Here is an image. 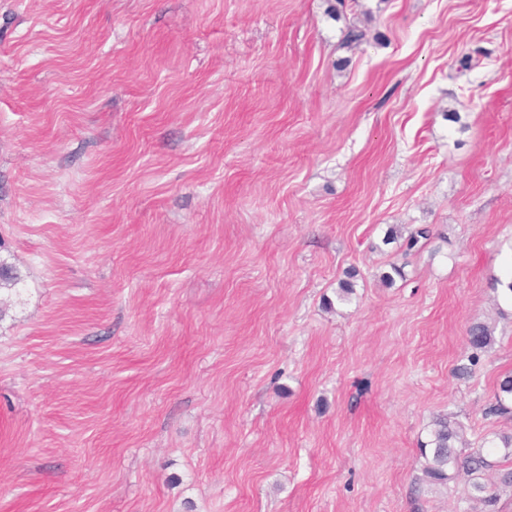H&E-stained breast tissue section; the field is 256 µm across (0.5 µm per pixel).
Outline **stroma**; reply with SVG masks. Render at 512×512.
I'll use <instances>...</instances> for the list:
<instances>
[{
    "label": "stroma",
    "mask_w": 512,
    "mask_h": 512,
    "mask_svg": "<svg viewBox=\"0 0 512 512\" xmlns=\"http://www.w3.org/2000/svg\"><path fill=\"white\" fill-rule=\"evenodd\" d=\"M329 7L0 0V512H475L418 444L512 430V0ZM466 337L472 352L467 356L468 364L462 363L455 367L456 373L461 376H468L472 372L471 367L478 363L480 354L486 352L493 343L491 330L481 322L471 324L467 329ZM485 416H512V376L505 377L497 388L494 398L484 410Z\"/></svg>",
    "instance_id": "stroma-1"
}]
</instances>
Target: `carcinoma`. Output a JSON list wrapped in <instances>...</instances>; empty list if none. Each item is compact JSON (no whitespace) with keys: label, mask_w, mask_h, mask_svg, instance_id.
Returning <instances> with one entry per match:
<instances>
[{"label":"carcinoma","mask_w":512,"mask_h":512,"mask_svg":"<svg viewBox=\"0 0 512 512\" xmlns=\"http://www.w3.org/2000/svg\"><path fill=\"white\" fill-rule=\"evenodd\" d=\"M366 36V30L348 24L342 30L339 47L346 50L357 48L366 41ZM19 283L17 271L0 263V291L10 294L16 291ZM467 343L471 348L467 362L455 367L461 376L470 374L480 354L491 347L492 332L484 323H473L467 329ZM484 415L512 416V376L499 383ZM464 433L465 427L449 418L433 423L428 440L420 444V454L426 460L425 476L439 483L464 476L468 481L469 498L483 505L482 512H498V494L490 489L488 478L495 473L501 486L512 488V432L489 433L481 437L475 447L466 443Z\"/></svg>","instance_id":"obj_1"}]
</instances>
